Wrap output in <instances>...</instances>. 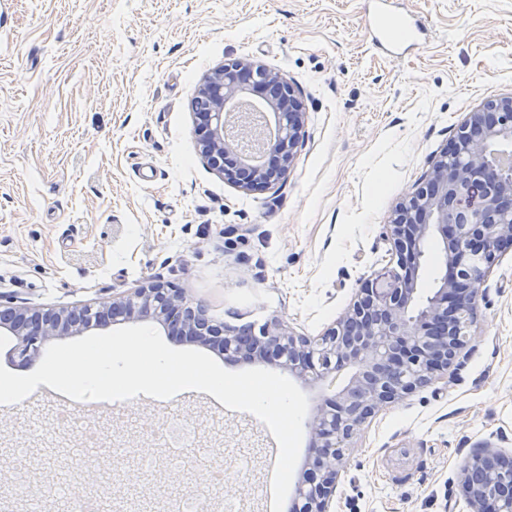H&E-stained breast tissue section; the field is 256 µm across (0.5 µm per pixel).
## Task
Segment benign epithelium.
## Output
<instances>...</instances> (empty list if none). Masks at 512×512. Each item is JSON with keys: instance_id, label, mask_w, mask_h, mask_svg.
<instances>
[{"instance_id": "1", "label": "benign epithelium", "mask_w": 512, "mask_h": 512, "mask_svg": "<svg viewBox=\"0 0 512 512\" xmlns=\"http://www.w3.org/2000/svg\"><path fill=\"white\" fill-rule=\"evenodd\" d=\"M196 144L210 169L241 189L284 180L305 136L303 105L277 70L232 59L196 87ZM381 237L391 265L356 289L320 336L272 318L259 335L212 320L184 289L159 279L130 295L81 307L41 311L0 300V330L31 355L51 340L92 326L151 320L227 360L273 363L304 385L345 374L317 405L311 443L294 486L297 512H330L349 450L367 420L448 373L471 342L487 272L512 247V96L466 114L415 190L394 207ZM442 245L445 272L418 303L425 244ZM468 512H512V457L484 442L460 468Z\"/></svg>"}]
</instances>
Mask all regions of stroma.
<instances>
[{"label":"stroma","mask_w":512,"mask_h":512,"mask_svg":"<svg viewBox=\"0 0 512 512\" xmlns=\"http://www.w3.org/2000/svg\"><path fill=\"white\" fill-rule=\"evenodd\" d=\"M370 4L0 0V294L54 309L158 276L214 320L321 335L387 263L381 225L466 113L512 95V0H395L426 40L395 57ZM237 58L303 103L270 189L225 183L196 149L195 88ZM484 287L467 359L370 420L334 512H467L466 458L487 440L512 456L511 249ZM270 454L259 419L204 392L78 403L42 384L0 406V512H72L59 483L76 473L107 485V512H180L191 492L202 512H268Z\"/></svg>","instance_id":"1"}]
</instances>
